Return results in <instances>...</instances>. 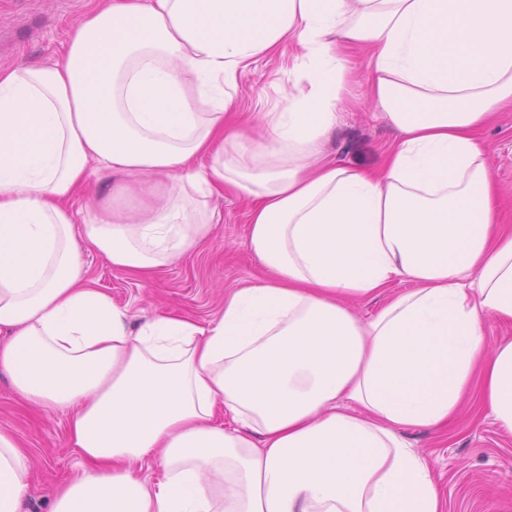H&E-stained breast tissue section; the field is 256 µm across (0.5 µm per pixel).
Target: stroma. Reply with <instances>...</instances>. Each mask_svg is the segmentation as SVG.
I'll return each mask as SVG.
<instances>
[{"label": "stroma", "instance_id": "obj_1", "mask_svg": "<svg viewBox=\"0 0 512 512\" xmlns=\"http://www.w3.org/2000/svg\"><path fill=\"white\" fill-rule=\"evenodd\" d=\"M96 2L0 0V67L60 62L63 43ZM353 68L352 106L325 151L352 165L372 168L380 165L394 132L384 120L373 117L365 101L366 59L354 57ZM288 85L287 58L260 60L240 79V111L260 112L277 88ZM483 137L502 200L501 221L512 225V104L499 110ZM212 204L223 212V224L198 249L150 279L133 278L112 268L102 256L85 253L88 277L127 308L130 326L166 311L210 324L224 303L225 290L246 286L259 274L248 241V203L224 197ZM69 417L65 407L22 404L8 375L0 371V429L13 432L30 457L31 478L21 512H49L56 487L71 475L76 459L67 438ZM406 436L430 461L446 512H499L500 502L512 500V435L502 432L477 404L465 406L458 424L445 434L411 428Z\"/></svg>", "mask_w": 512, "mask_h": 512}]
</instances>
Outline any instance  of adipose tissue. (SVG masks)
<instances>
[{
  "label": "adipose tissue",
  "instance_id": "ef3b65f1",
  "mask_svg": "<svg viewBox=\"0 0 512 512\" xmlns=\"http://www.w3.org/2000/svg\"><path fill=\"white\" fill-rule=\"evenodd\" d=\"M357 53L397 133L375 169L321 154ZM285 54L252 124L239 79ZM510 101L512 0H100L61 62L0 68V369L71 408L78 458L50 512H445L403 430L476 395L512 434V340L486 345L512 228L482 138ZM217 194L248 202L262 276L210 325L130 329L84 252L149 279L212 235ZM28 477L0 431V512Z\"/></svg>",
  "mask_w": 512,
  "mask_h": 512
}]
</instances>
